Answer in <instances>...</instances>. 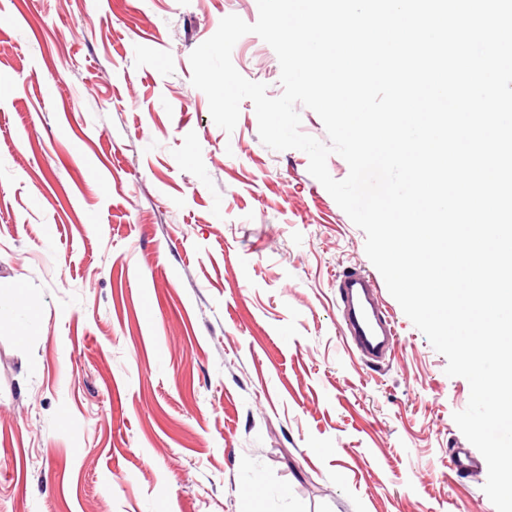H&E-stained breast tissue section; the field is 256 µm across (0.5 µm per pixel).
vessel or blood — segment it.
Returning <instances> with one entry per match:
<instances>
[{"label": "vessel or blood", "mask_w": 512, "mask_h": 512, "mask_svg": "<svg viewBox=\"0 0 512 512\" xmlns=\"http://www.w3.org/2000/svg\"><path fill=\"white\" fill-rule=\"evenodd\" d=\"M339 329L348 347L357 351L368 363L383 361L398 342L395 322L379 301V293L371 275L362 267L343 271L338 283ZM450 473L474 476L480 473L482 461L469 449H452L448 456Z\"/></svg>", "instance_id": "b4317fda"}]
</instances>
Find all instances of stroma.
<instances>
[{
  "mask_svg": "<svg viewBox=\"0 0 512 512\" xmlns=\"http://www.w3.org/2000/svg\"><path fill=\"white\" fill-rule=\"evenodd\" d=\"M257 0H0V512H495L452 477L466 379L251 100L218 127L191 52ZM246 79L283 92L258 35ZM399 341L349 353L336 278Z\"/></svg>",
  "mask_w": 512,
  "mask_h": 512,
  "instance_id": "35a3bbf8",
  "label": "stroma"
}]
</instances>
